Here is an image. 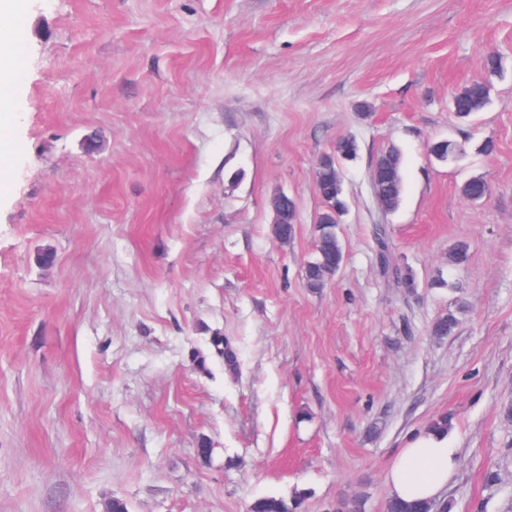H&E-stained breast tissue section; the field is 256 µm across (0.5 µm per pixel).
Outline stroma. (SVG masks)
Wrapping results in <instances>:
<instances>
[{"label":"stroma","mask_w":512,"mask_h":512,"mask_svg":"<svg viewBox=\"0 0 512 512\" xmlns=\"http://www.w3.org/2000/svg\"><path fill=\"white\" fill-rule=\"evenodd\" d=\"M12 29L0 512H248L297 490L304 512H385L392 461L442 414L451 512H512V0H25ZM475 81L489 103L458 118ZM348 137L345 259L313 291L316 168ZM392 145L404 192L385 214L371 161ZM376 224L413 291L380 278ZM217 332L235 371L194 362ZM451 98V109L458 117L464 119L482 112L489 101L487 87L480 81L472 82L461 88Z\"/></svg>","instance_id":"35a3bbf8"}]
</instances>
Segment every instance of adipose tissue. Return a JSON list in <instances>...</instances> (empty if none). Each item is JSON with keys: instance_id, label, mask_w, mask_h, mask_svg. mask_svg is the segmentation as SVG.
<instances>
[{"instance_id": "obj_1", "label": "adipose tissue", "mask_w": 512, "mask_h": 512, "mask_svg": "<svg viewBox=\"0 0 512 512\" xmlns=\"http://www.w3.org/2000/svg\"><path fill=\"white\" fill-rule=\"evenodd\" d=\"M458 467V457L443 432L424 431L402 449L389 470L393 495L408 500L435 499Z\"/></svg>"}]
</instances>
